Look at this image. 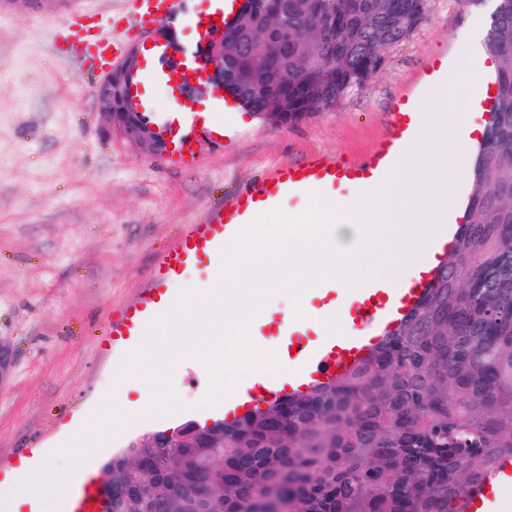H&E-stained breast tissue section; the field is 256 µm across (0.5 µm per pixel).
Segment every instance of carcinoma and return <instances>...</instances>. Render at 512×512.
Instances as JSON below:
<instances>
[{"label": "carcinoma", "instance_id": "1", "mask_svg": "<svg viewBox=\"0 0 512 512\" xmlns=\"http://www.w3.org/2000/svg\"><path fill=\"white\" fill-rule=\"evenodd\" d=\"M271 35L288 54L270 64L246 52L224 58V86L249 111L266 103L245 92L258 78L311 114L361 90L381 52L405 41L429 0H286ZM327 9L323 27L307 28ZM334 47L336 83L324 94L323 61L294 75L318 44ZM496 59L497 95L473 170L469 220L437 266L425 299L362 362L332 382L289 394L243 417L216 423L209 448H146L175 454L180 471L145 469L104 503V512H186L170 488L203 471L213 512H460L474 488L512 459V0H495L484 39Z\"/></svg>", "mask_w": 512, "mask_h": 512}]
</instances>
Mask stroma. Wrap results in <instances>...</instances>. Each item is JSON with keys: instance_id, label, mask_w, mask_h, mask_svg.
Listing matches in <instances>:
<instances>
[{"instance_id": "35a3bbf8", "label": "stroma", "mask_w": 512, "mask_h": 512, "mask_svg": "<svg viewBox=\"0 0 512 512\" xmlns=\"http://www.w3.org/2000/svg\"><path fill=\"white\" fill-rule=\"evenodd\" d=\"M209 4L182 0L151 31L127 0H43L23 12L0 4V342L13 358L0 380V482L38 448L66 463L69 424L92 413L123 357L113 320L146 295L186 225L274 166L312 152L363 158L388 136L392 103L428 62L467 56L462 32L471 19L489 20L495 0H431L427 19L336 108L282 126L225 113L223 137L199 141L195 161L174 163L109 134L89 41L100 19L129 46L168 29L191 47L198 34L188 16ZM211 392L210 374L185 364L174 420L194 419Z\"/></svg>"}]
</instances>
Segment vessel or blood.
<instances>
[{
    "instance_id": "1",
    "label": "vessel or blood",
    "mask_w": 512,
    "mask_h": 512,
    "mask_svg": "<svg viewBox=\"0 0 512 512\" xmlns=\"http://www.w3.org/2000/svg\"><path fill=\"white\" fill-rule=\"evenodd\" d=\"M177 5L178 0H133L136 19L143 27L172 13ZM200 56L201 48L197 45L163 49L157 69L137 77L135 84L139 87L147 83L168 87L176 81L195 83L201 71L193 61ZM452 75L447 58L438 57L426 66L423 83L424 86L445 84ZM421 99V88H415L395 102L390 135L381 140L365 159L349 163L317 153L307 154L296 163L272 168L261 181L240 190L231 202L215 210L205 222L189 225L177 244L163 253L155 265L153 277L160 285L159 290L128 307L121 320L114 323L113 335L130 337L150 327L154 317L173 304L172 298L163 291V284L179 278L199 258L206 256L212 263H220L225 246L237 238L240 227L254 223L259 215L275 208L285 198L378 179L392 167L405 140L412 135ZM186 105V100L176 96L167 109L151 106L146 115L160 124H172L179 121V110ZM222 122L221 114L215 113L208 123H189L187 133L172 150L173 157L184 159L187 149L193 148L202 136L214 132ZM431 282V274L426 273L406 288H393L376 281L360 284L358 298L348 312L353 334L340 341L313 343L304 339L297 327L285 322L278 324L275 334L277 349L285 364L284 371L265 377L259 386L238 391L233 400L225 401L226 415L239 414L249 407L280 399L288 393L309 390L313 385L341 376L350 369L352 362L365 358L388 332L399 325L402 317L425 295ZM74 512H101L98 483L93 478H84Z\"/></svg>"
}]
</instances>
